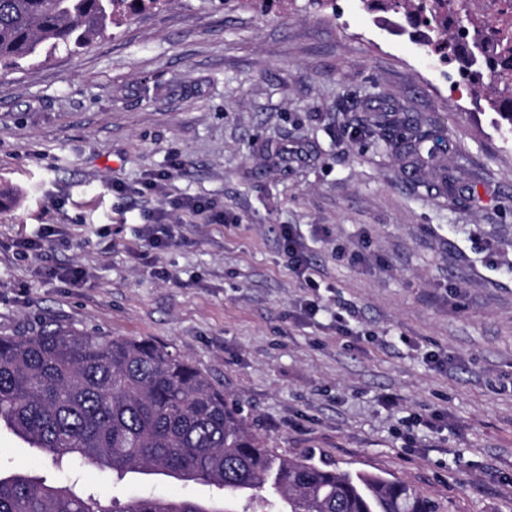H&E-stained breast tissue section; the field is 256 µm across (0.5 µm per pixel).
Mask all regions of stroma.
Segmentation results:
<instances>
[{
	"label": "stroma",
	"instance_id": "stroma-1",
	"mask_svg": "<svg viewBox=\"0 0 512 512\" xmlns=\"http://www.w3.org/2000/svg\"><path fill=\"white\" fill-rule=\"evenodd\" d=\"M419 38L362 0H169L0 71V335L53 321L150 340L276 453L401 479L446 512H512V137ZM385 114L390 135L363 133ZM431 123L448 144L412 170L405 145ZM189 196L223 223L177 209ZM158 219L173 237L154 251ZM48 225L42 250L19 248ZM15 470L65 478L2 425ZM76 489L224 505L164 475L89 468ZM144 233L152 250L165 248L172 238V228L169 224H147ZM284 241L288 251V258L290 259V267L294 273L299 277L308 278L307 271L309 269L307 259L303 255L302 249L296 240L291 228L285 230L283 233Z\"/></svg>",
	"mask_w": 512,
	"mask_h": 512
}]
</instances>
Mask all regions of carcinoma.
I'll use <instances>...</instances> for the list:
<instances>
[{"mask_svg": "<svg viewBox=\"0 0 512 512\" xmlns=\"http://www.w3.org/2000/svg\"><path fill=\"white\" fill-rule=\"evenodd\" d=\"M168 0H0V70L20 67L44 47L77 51L107 34L132 11ZM416 19L429 49L444 46L463 82H489L499 116L512 127V80L484 60L474 41L459 51L461 29H448L447 0H363ZM446 132L417 129L416 159L436 157ZM54 465L163 474L224 491L243 512H439L412 486L368 472L318 464L311 456L277 455L246 425L190 361L145 339L92 335L48 325L0 336V423ZM0 512H109L70 484L48 485L26 472L0 475ZM121 512H230L188 497L134 496Z\"/></svg>", "mask_w": 512, "mask_h": 512, "instance_id": "1", "label": "carcinoma"}]
</instances>
